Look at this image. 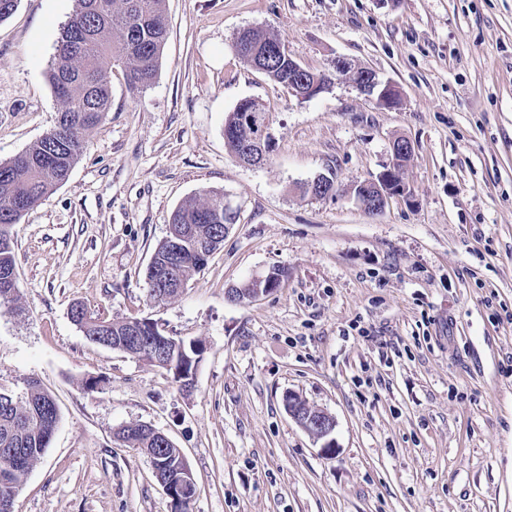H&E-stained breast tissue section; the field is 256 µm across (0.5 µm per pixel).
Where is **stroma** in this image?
Here are the masks:
<instances>
[{"label":"stroma","mask_w":512,"mask_h":512,"mask_svg":"<svg viewBox=\"0 0 512 512\" xmlns=\"http://www.w3.org/2000/svg\"><path fill=\"white\" fill-rule=\"evenodd\" d=\"M74 7L20 0L0 22V162L57 121L46 70ZM165 7L153 84L132 95L114 70L82 158L12 228L0 389L37 377L60 414L16 512H171L149 458L114 438L133 422L183 450L191 512H512V0ZM247 27L312 71L339 56L375 71L399 105L344 80L297 99L235 52ZM244 99L270 115L260 166L224 141ZM399 137L414 147L409 192L369 213L352 187ZM321 174L335 195L302 194ZM215 194L235 215L223 247L154 302L145 272L171 213ZM276 266L279 288L227 299ZM76 303L201 341L192 390L89 341ZM289 390L334 417L332 450L288 417Z\"/></svg>","instance_id":"obj_1"}]
</instances>
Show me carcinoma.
Returning a JSON list of instances; mask_svg holds the SVG:
<instances>
[{
  "instance_id": "carcinoma-1",
  "label": "carcinoma",
  "mask_w": 512,
  "mask_h": 512,
  "mask_svg": "<svg viewBox=\"0 0 512 512\" xmlns=\"http://www.w3.org/2000/svg\"><path fill=\"white\" fill-rule=\"evenodd\" d=\"M76 6L59 32L56 53L46 78L60 103L53 129L32 147L0 163V305L11 302L18 285L6 271L14 266L11 228L20 222L17 207L29 210L38 200L66 181L86 147V136L111 107L112 71L119 67L128 90L135 94L150 87L169 34L165 0H75ZM281 40L263 29L234 39V49L253 68L269 79L288 86L294 80L312 78V72L288 70V57L276 52ZM248 113L236 108L224 124V140L240 155ZM170 223L189 226V240L173 250L171 240L161 241L154 252V268L176 266L177 287L154 282L146 270L150 296L163 301L178 296L192 275L201 270L194 247L212 254L224 244V197L212 196L199 203L187 201L171 214ZM74 322L92 342L111 349L122 343L140 344L135 358L171 372L177 382L193 372L203 354L202 343L183 342L185 352L160 358L150 347L152 336L136 334L140 321H102L80 308ZM59 421L58 406L40 382L26 384L20 396L0 391V512H14L13 492L41 460ZM129 448L144 453L153 469L177 487L184 469L181 450L143 423H131L117 432Z\"/></svg>"
}]
</instances>
